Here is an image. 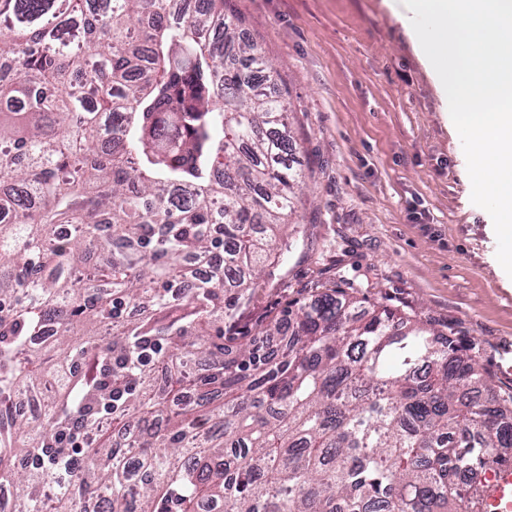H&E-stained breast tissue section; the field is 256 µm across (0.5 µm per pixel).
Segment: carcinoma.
<instances>
[{
    "label": "carcinoma",
    "instance_id": "cac0c4a2",
    "mask_svg": "<svg viewBox=\"0 0 512 512\" xmlns=\"http://www.w3.org/2000/svg\"><path fill=\"white\" fill-rule=\"evenodd\" d=\"M173 2L0 0V512H476L512 399L469 349L354 285L224 332L297 144L224 0Z\"/></svg>",
    "mask_w": 512,
    "mask_h": 512
}]
</instances>
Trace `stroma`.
I'll return each mask as SVG.
<instances>
[{
	"instance_id": "obj_1",
	"label": "stroma",
	"mask_w": 512,
	"mask_h": 512,
	"mask_svg": "<svg viewBox=\"0 0 512 512\" xmlns=\"http://www.w3.org/2000/svg\"><path fill=\"white\" fill-rule=\"evenodd\" d=\"M224 12L279 72L303 175L279 261L234 332L352 284L366 307L451 331L511 396L512 277L400 0H224Z\"/></svg>"
}]
</instances>
